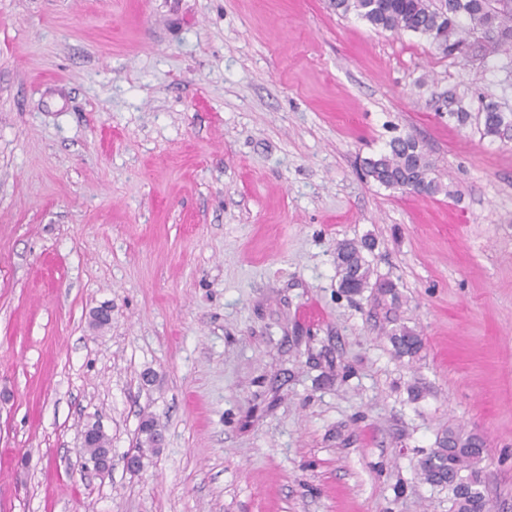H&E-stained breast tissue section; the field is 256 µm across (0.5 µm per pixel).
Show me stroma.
I'll return each mask as SVG.
<instances>
[{
	"label": "stroma",
	"mask_w": 512,
	"mask_h": 512,
	"mask_svg": "<svg viewBox=\"0 0 512 512\" xmlns=\"http://www.w3.org/2000/svg\"><path fill=\"white\" fill-rule=\"evenodd\" d=\"M486 102L512 112V51L330 0H0V512H452L419 475L451 426L512 512V139ZM398 136L446 193L363 178ZM366 238L392 293L339 286ZM483 124L486 135L500 139L509 138L512 132V113L501 112L493 103L485 104L483 106ZM391 340L400 356L414 357L422 348V339L415 330L402 326L391 334ZM95 433L93 429H85L81 435V448L85 451L86 455L89 457H98L96 459H85L83 465L86 469H92L97 472L99 475H105L108 473L112 467V456L109 451L105 456L103 455L105 452L110 450V439L106 435L104 431H102L99 427V434L96 439L93 441ZM93 447L84 448L85 444L90 443ZM101 456V457H99Z\"/></svg>",
	"instance_id": "obj_1"
}]
</instances>
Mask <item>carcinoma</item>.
<instances>
[{"instance_id":"obj_1","label":"carcinoma","mask_w":512,"mask_h":512,"mask_svg":"<svg viewBox=\"0 0 512 512\" xmlns=\"http://www.w3.org/2000/svg\"><path fill=\"white\" fill-rule=\"evenodd\" d=\"M336 10L355 12L373 28L392 33L412 32L451 54L479 34L496 47L512 50V0H333ZM484 132L500 139L512 136V113L502 112L493 104L483 106ZM364 174L389 189L433 196L445 191L433 176L428 153L411 136L390 141L388 149L364 161ZM367 243L344 242L336 249V269L340 287L353 293L375 288L388 293L390 281H372L373 269L365 252ZM391 340L402 356L414 357L422 348L415 330L402 326L393 331ZM110 450V439L99 431L89 457H99ZM484 452V442L474 433L448 428L437 439V449L419 463L420 476L426 482L448 488L454 512H483L485 501L477 465Z\"/></svg>"}]
</instances>
